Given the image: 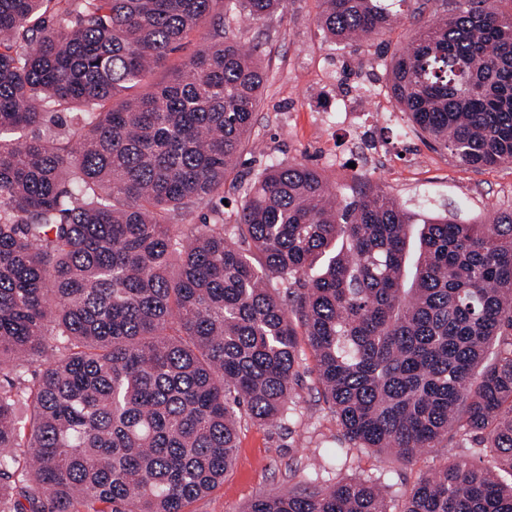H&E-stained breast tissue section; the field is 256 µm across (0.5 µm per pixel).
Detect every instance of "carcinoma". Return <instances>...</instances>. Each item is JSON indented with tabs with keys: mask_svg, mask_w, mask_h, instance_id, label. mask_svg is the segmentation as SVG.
<instances>
[{
	"mask_svg": "<svg viewBox=\"0 0 512 512\" xmlns=\"http://www.w3.org/2000/svg\"><path fill=\"white\" fill-rule=\"evenodd\" d=\"M319 2L345 44L429 4ZM500 2L452 0L390 64L392 97L466 168L512 164ZM285 7L0 0V512H186L224 480L243 418L292 416L300 335L343 464L478 441L483 464L420 476L400 512H512V210L422 221L409 287L408 208L382 190L338 207L305 163L254 174L224 223L266 81L226 20ZM332 463L247 512H389L388 473L323 488ZM208 33V26H203L197 31L186 35L176 46L174 51L170 53L167 66L168 68H176L181 63L193 57L203 46Z\"/></svg>",
	"mask_w": 512,
	"mask_h": 512,
	"instance_id": "carcinoma-1",
	"label": "carcinoma"
}]
</instances>
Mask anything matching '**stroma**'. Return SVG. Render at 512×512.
Returning <instances> with one entry per match:
<instances>
[{"instance_id": "stroma-1", "label": "stroma", "mask_w": 512, "mask_h": 512, "mask_svg": "<svg viewBox=\"0 0 512 512\" xmlns=\"http://www.w3.org/2000/svg\"><path fill=\"white\" fill-rule=\"evenodd\" d=\"M319 11V0H287L283 14L231 24L242 45L263 49L267 64L252 129L264 150L245 152L238 163V176L249 180L272 162H304L319 169L340 197L365 182L380 185L404 203L417 222L444 211L463 220H485L512 209V164L478 169L460 166L448 151L415 131L408 114L388 95L370 104V117L384 140L387 166L337 164V153L354 136L353 127L336 121L337 69L374 66L381 85H388L387 64L407 46L413 23L403 21L382 38L354 49L334 43L318 28ZM302 357L298 418L272 423L243 419L237 456L223 483L190 504L187 512H245L261 496L295 488L319 451L335 447L338 428L317 392L313 356L306 349ZM458 454V448L444 441L412 463L398 464L366 450L348 475L358 478L387 470L397 494Z\"/></svg>"}]
</instances>
